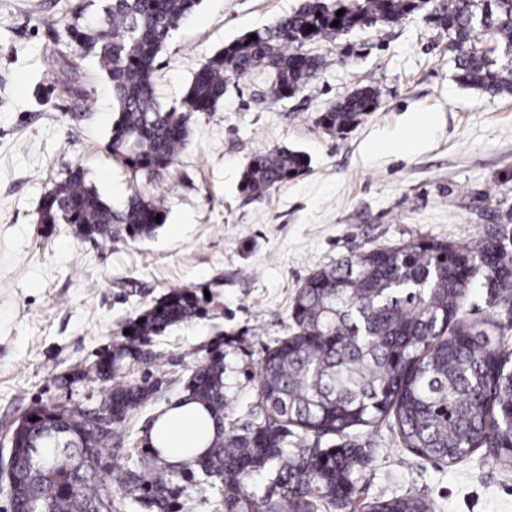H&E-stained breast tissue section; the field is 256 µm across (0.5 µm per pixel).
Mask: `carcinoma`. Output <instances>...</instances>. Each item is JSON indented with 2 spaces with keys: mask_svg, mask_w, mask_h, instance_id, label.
<instances>
[{
  "mask_svg": "<svg viewBox=\"0 0 512 512\" xmlns=\"http://www.w3.org/2000/svg\"><path fill=\"white\" fill-rule=\"evenodd\" d=\"M201 0H104L95 25L73 26L72 42L93 56L112 84L117 113L106 148L135 173L155 177L188 145L193 116L213 112L230 77L262 76L275 100L295 96L327 64L304 49L352 30L393 22L428 8L448 34L457 81L489 96H512V0H303L274 27L256 29L205 59L183 90L179 107L155 93V62L182 19ZM342 15H337L338 10ZM339 21L333 25V21ZM313 30H308V27ZM256 39H250V35ZM372 85L354 89L320 113L317 123L346 133L375 111ZM307 156L275 149L254 156L242 173L241 192L262 195L303 175ZM162 200L130 198L121 212L87 183L83 168L69 169L44 195L42 224H66L84 239L112 238L114 224L131 238L152 235ZM490 305L512 310V252L488 234L473 247L420 241L354 254L308 276L292 306L293 333L267 347L257 388L263 403L254 421L226 424L224 357L201 362L185 385L215 431L193 467L172 464L152 447L159 470L151 479L132 469L105 479L101 448L157 391L155 384L119 381L127 363L151 356L146 343L167 328L204 313L198 296L173 290L130 327L126 342L95 363L93 374L114 381L102 410L112 414L104 434L80 408L37 404L16 436L17 474L24 500L36 512H93L114 488L140 493L151 512H178L179 481L197 470V483L219 490L224 512H344L356 504L354 474L365 463L354 443L288 451L295 427L318 438L379 424L391 416L403 447L427 461L448 464L486 448L512 470V352L491 339L493 321L468 323L463 300L477 281ZM267 478L262 496L253 483ZM413 496L372 500L368 512H429Z\"/></svg>",
  "mask_w": 512,
  "mask_h": 512,
  "instance_id": "1",
  "label": "carcinoma"
}]
</instances>
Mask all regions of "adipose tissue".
I'll return each mask as SVG.
<instances>
[{"instance_id":"adipose-tissue-1","label":"adipose tissue","mask_w":512,"mask_h":512,"mask_svg":"<svg viewBox=\"0 0 512 512\" xmlns=\"http://www.w3.org/2000/svg\"><path fill=\"white\" fill-rule=\"evenodd\" d=\"M164 430H151L150 440L165 438L166 458L172 463H184L193 459L202 449L206 436L214 426L203 409L194 402L180 401L165 415Z\"/></svg>"}]
</instances>
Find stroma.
<instances>
[{
  "label": "stroma",
  "instance_id": "1",
  "mask_svg": "<svg viewBox=\"0 0 512 512\" xmlns=\"http://www.w3.org/2000/svg\"><path fill=\"white\" fill-rule=\"evenodd\" d=\"M300 0H202L157 60L160 102L178 105L201 62L242 34L274 26ZM102 0H0V449L38 403L94 409L110 390L91 368L128 323L171 290L202 295V316L153 337V358L122 371L147 380L157 402L129 423L130 439L185 397L197 361L224 355L227 420L260 403L254 381L264 350L292 333L291 308L315 270L373 248L424 240L477 244L491 228L512 247V97L460 85L446 34L420 11L315 45L329 64L294 97L275 101L260 76L230 78L216 111L194 116L190 141L161 177L132 173L108 153L112 89L72 43V24ZM376 86L380 105L345 134L318 115L353 89ZM432 129L398 149L385 133ZM272 149L306 153L302 176L261 196L241 173ZM122 211L136 194L164 198L149 237L98 242L39 223L42 197L70 167ZM466 321L493 320L512 349V311L468 292ZM369 453L357 474L367 499L410 495L433 512H512V472L480 448L435 464L403 448L389 423L327 436Z\"/></svg>",
  "mask_w": 512,
  "mask_h": 512
}]
</instances>
